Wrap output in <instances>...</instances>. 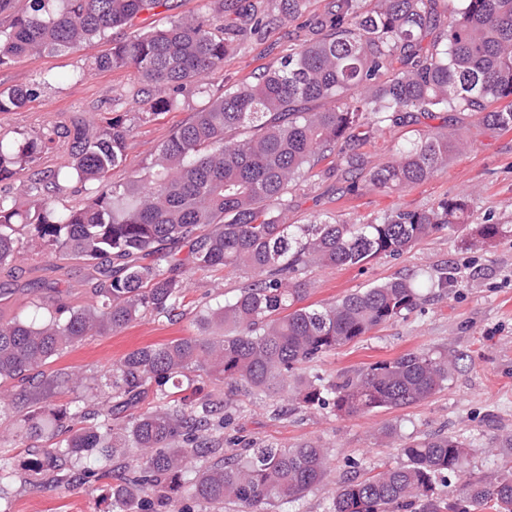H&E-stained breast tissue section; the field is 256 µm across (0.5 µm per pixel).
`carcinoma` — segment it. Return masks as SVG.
Returning a JSON list of instances; mask_svg holds the SVG:
<instances>
[{"label":"carcinoma","mask_w":512,"mask_h":512,"mask_svg":"<svg viewBox=\"0 0 512 512\" xmlns=\"http://www.w3.org/2000/svg\"><path fill=\"white\" fill-rule=\"evenodd\" d=\"M170 9L168 0H29V9L0 30V67L24 55L76 51L143 11ZM244 27H218L201 16L132 35L97 57L93 68H132L167 97L143 101L144 113L177 105L184 87L224 64L235 41L285 20L299 19L305 0H280L278 13L252 0H237ZM323 37L303 41L275 69L252 84L224 91L161 146L157 171L114 186L107 177L125 162L129 129L121 117L54 128L19 145L0 141V182L32 171L29 198L0 195V267L19 254L17 230L28 229L53 252L97 267L96 303H46L0 321V385L14 383L29 400L41 382L33 371L81 342L91 329L117 333L147 314L168 317L181 305L183 285L175 260L159 254L167 241H189L195 268L233 267L251 281L236 298L198 315L219 332L186 336L127 354L110 374L112 413L118 415L154 393L166 406L118 424L104 418L69 428L84 417L76 404L39 406L24 415L22 437L56 432L28 472L56 487L86 485L112 474L99 459L129 458L134 476L112 483L111 512H185L184 497L238 512H267L298 500L327 476V451L316 443L296 448L265 446L224 454V400L217 393L173 400L167 386L183 385L187 371L205 373L256 396L273 397L296 382L294 396L308 407L353 415L419 403L448 382L453 360L445 353L409 352L377 362L338 382L302 372L328 353L382 324L405 318L422 289L448 287V272L394 276L331 304L302 305L308 269L353 268L379 256H399L424 238L464 224L468 203L444 197L422 211H393L366 222L318 219L287 224L288 190L319 159L338 158L352 191L360 175L374 188L397 191L433 177L460 151L448 132L424 134L396 149L393 158L366 168L359 146L384 125H400L435 112L468 111L486 126L512 131V0H336L314 22ZM49 74L36 83L0 91V112L34 101ZM329 106L307 111L306 104ZM57 138L70 143V170L38 169ZM90 186L92 202L59 209L52 193L62 183ZM507 235L511 224H482L471 244ZM147 263H141L146 257ZM404 461L375 474L341 482L328 512H512V474L484 482L466 476L467 450L454 436L411 437ZM219 458L194 470L195 459ZM463 480L443 495L437 482Z\"/></svg>","instance_id":"cac0c4a2"}]
</instances>
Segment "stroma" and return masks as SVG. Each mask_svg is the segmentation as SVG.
Wrapping results in <instances>:
<instances>
[{"mask_svg": "<svg viewBox=\"0 0 512 512\" xmlns=\"http://www.w3.org/2000/svg\"><path fill=\"white\" fill-rule=\"evenodd\" d=\"M171 10L144 12L133 23L113 29L109 38L95 39L80 50L24 56L0 68V90L31 84L40 74L52 76L38 98L15 112L0 113V138L12 141L32 136L76 118L98 123L120 116L130 125L127 161L114 167L110 180L126 185L134 173H148L158 150L171 134L189 122L208 97L226 88L254 82L280 61L307 33L310 18L324 14L331 0H307L306 11L295 22L262 30L229 51L221 69L198 86L188 85L178 105L167 112L141 119L133 100L141 83L133 69L96 71L95 58L112 43L137 31L161 27L185 15L208 14L215 24H235L223 0H171ZM450 125L467 140L463 152L430 180L394 192L359 187L342 192L332 175L331 159L319 161L289 196L288 221L307 224L326 217L343 222L363 221L396 210L427 208L448 196H463L470 205L468 223L432 234L401 256H378L355 268H313L307 274L306 304L325 305L351 292L370 287L402 273L429 274L447 270L454 282L447 291L427 294L407 318L390 321L370 335L336 349L318 362L317 372L327 380L389 361L408 352H448L456 366L447 384L428 399L404 409H378L351 416L309 408L292 400L271 401L227 395L232 417L225 439H239L292 448L307 441L328 450L327 480L298 501L276 505L272 512H327L341 481L351 469L367 471L402 461V437L448 434L469 449L471 477L494 482L512 469V236L475 248L470 244L480 224H512V131L500 133L482 125L466 112H440L398 126H387L364 142L360 151L369 164L388 161L396 148L418 139L427 129ZM183 282V308L170 318L145 316L118 333L92 332L43 366L45 378L80 377L79 387L46 392L44 402L62 408L82 401L104 412L109 407L106 377L126 354L149 345L197 334L199 310L232 300L248 284L247 275L232 268L200 271L189 260L188 247L176 254ZM61 299L70 306L95 303L94 272L82 261L49 253L31 234L9 266L0 267V316L28 312L38 295ZM22 413L15 406L0 409V451L8 452L16 467H23L35 449L51 448L52 433L38 441L17 437ZM11 512H108L107 481L89 486L35 488L23 478L5 487Z\"/></svg>", "mask_w": 512, "mask_h": 512, "instance_id": "1", "label": "stroma"}]
</instances>
